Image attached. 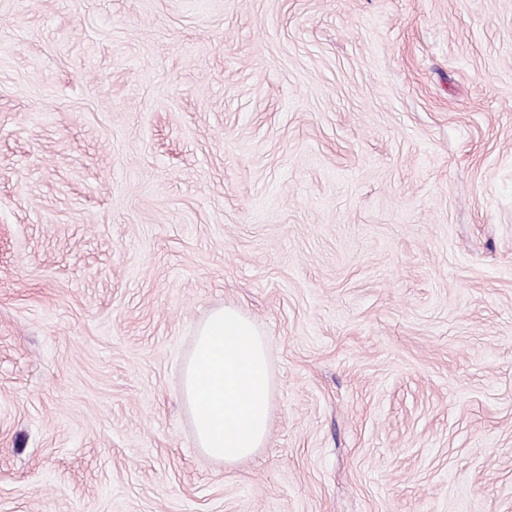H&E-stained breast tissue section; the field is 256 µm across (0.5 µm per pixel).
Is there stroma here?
Listing matches in <instances>:
<instances>
[{"instance_id": "obj_1", "label": "stroma", "mask_w": 512, "mask_h": 512, "mask_svg": "<svg viewBox=\"0 0 512 512\" xmlns=\"http://www.w3.org/2000/svg\"><path fill=\"white\" fill-rule=\"evenodd\" d=\"M0 512H512V0H0Z\"/></svg>"}]
</instances>
